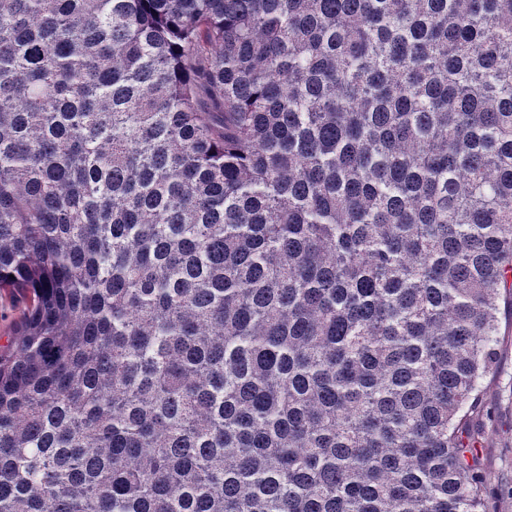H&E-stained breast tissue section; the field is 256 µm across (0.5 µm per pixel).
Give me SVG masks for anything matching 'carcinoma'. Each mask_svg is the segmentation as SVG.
Listing matches in <instances>:
<instances>
[{
  "label": "carcinoma",
  "mask_w": 512,
  "mask_h": 512,
  "mask_svg": "<svg viewBox=\"0 0 512 512\" xmlns=\"http://www.w3.org/2000/svg\"><path fill=\"white\" fill-rule=\"evenodd\" d=\"M0 512H484L512 0H0Z\"/></svg>",
  "instance_id": "1"
}]
</instances>
